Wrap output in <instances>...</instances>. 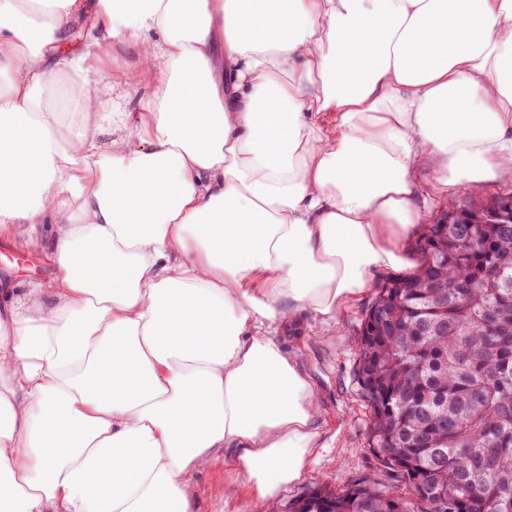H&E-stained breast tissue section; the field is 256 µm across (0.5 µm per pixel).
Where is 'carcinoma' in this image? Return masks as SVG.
Here are the masks:
<instances>
[{
  "mask_svg": "<svg viewBox=\"0 0 512 512\" xmlns=\"http://www.w3.org/2000/svg\"><path fill=\"white\" fill-rule=\"evenodd\" d=\"M500 198L454 202L475 223L427 225L412 275L365 314L359 379L368 444L420 512H512V224H483ZM365 476L288 512H410Z\"/></svg>",
  "mask_w": 512,
  "mask_h": 512,
  "instance_id": "carcinoma-1",
  "label": "carcinoma"
}]
</instances>
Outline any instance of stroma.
<instances>
[{
	"instance_id": "1",
	"label": "stroma",
	"mask_w": 512,
	"mask_h": 512,
	"mask_svg": "<svg viewBox=\"0 0 512 512\" xmlns=\"http://www.w3.org/2000/svg\"><path fill=\"white\" fill-rule=\"evenodd\" d=\"M434 183V171L422 169V197L418 205L425 208L426 221L415 224L405 240L404 265L375 271L364 293L341 309L334 321L317 320L300 333L285 330L280 334L284 347L302 354L305 369L319 388L318 426L323 433V446L316 449L305 477L280 490L276 499L280 510L313 489H336L365 476L375 478L383 487L397 483L395 473L383 468L368 447L371 415L358 377L361 324L379 288L418 268L420 256L415 242L426 222L436 220L442 209L433 192ZM52 274V267L27 251L19 241L0 238L1 288L21 292L29 283L47 280ZM230 456V451L217 449L211 465L192 476L189 491L194 512H224V491L231 483L227 468Z\"/></svg>"
}]
</instances>
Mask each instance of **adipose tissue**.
Wrapping results in <instances>:
<instances>
[{
	"mask_svg": "<svg viewBox=\"0 0 512 512\" xmlns=\"http://www.w3.org/2000/svg\"><path fill=\"white\" fill-rule=\"evenodd\" d=\"M59 73L137 109L62 136ZM423 165L512 177V0H0V233L55 269L0 316V512H193L217 448L271 512L321 442L278 334L402 264Z\"/></svg>",
	"mask_w": 512,
	"mask_h": 512,
	"instance_id": "obj_1",
	"label": "adipose tissue"
}]
</instances>
